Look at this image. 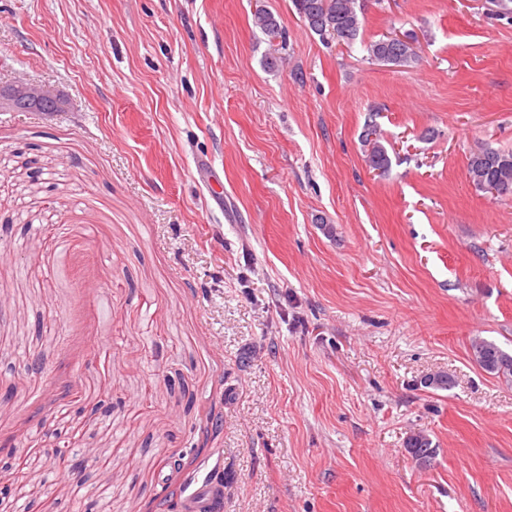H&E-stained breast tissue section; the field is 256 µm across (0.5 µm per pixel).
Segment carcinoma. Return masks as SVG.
<instances>
[{"instance_id": "obj_1", "label": "carcinoma", "mask_w": 512, "mask_h": 512, "mask_svg": "<svg viewBox=\"0 0 512 512\" xmlns=\"http://www.w3.org/2000/svg\"><path fill=\"white\" fill-rule=\"evenodd\" d=\"M306 27L329 43L352 45L363 30L364 15L360 0H293ZM254 25L265 34L269 41L284 38L278 17L267 10L254 14ZM371 60L394 67L408 66L416 61L414 50L405 42H388L379 39L366 44ZM381 134L373 120H368L362 135L367 146V166L383 175L391 167V158L386 147L380 142ZM467 172L472 184L487 193L512 196V150L482 148L469 157ZM473 361L485 372L512 376V354L497 344L482 338L472 340L470 345ZM432 447V440L425 434L410 437L405 448L416 458L423 449Z\"/></svg>"}]
</instances>
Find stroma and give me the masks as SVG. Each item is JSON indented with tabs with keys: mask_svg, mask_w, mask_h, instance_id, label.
<instances>
[{
	"mask_svg": "<svg viewBox=\"0 0 512 512\" xmlns=\"http://www.w3.org/2000/svg\"><path fill=\"white\" fill-rule=\"evenodd\" d=\"M490 6L364 0L346 46L292 0H0V86L68 100L0 111V512H182L216 460L223 512H512V377L470 355L512 353V197L467 173L512 149ZM254 25L268 37L270 43L276 39H282L283 43V29L274 13L263 9L258 10L254 14ZM369 58L372 61L394 67L408 66L416 61L414 50L402 41L388 42V38L372 41L366 45ZM370 118L362 135L364 146H367L365 162L370 169L383 175L391 167V158L386 147L380 142L381 134L377 124ZM473 361L485 372L500 376H512V354L497 344L482 338H475L470 345Z\"/></svg>",
	"mask_w": 512,
	"mask_h": 512,
	"instance_id": "stroma-1",
	"label": "stroma"
}]
</instances>
